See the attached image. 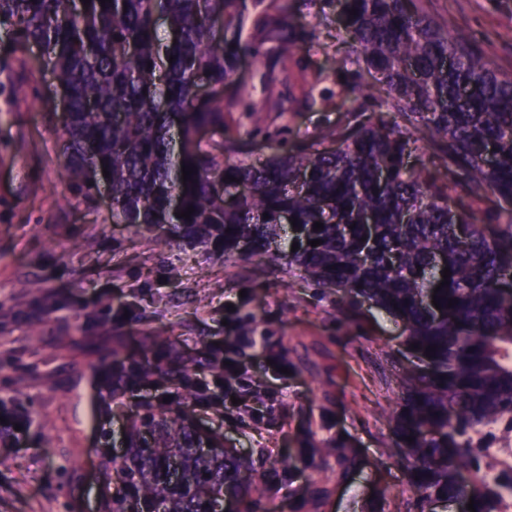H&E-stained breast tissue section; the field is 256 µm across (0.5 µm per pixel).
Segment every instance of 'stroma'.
<instances>
[{"label":"stroma","mask_w":512,"mask_h":512,"mask_svg":"<svg viewBox=\"0 0 512 512\" xmlns=\"http://www.w3.org/2000/svg\"><path fill=\"white\" fill-rule=\"evenodd\" d=\"M450 32L476 36L512 76V0H422ZM37 48L14 49L0 28V404L25 417L21 445L0 443V512H103L116 492L105 473L125 453L131 414L145 400L113 384V364L195 362L190 386L212 380L213 342L233 337L247 407L193 400L198 424L269 474L270 512H406L414 495L388 453L390 414L405 359L402 328L378 309L338 312L334 295L299 276L176 245L165 230L106 222L64 175L66 138L48 113L54 81ZM336 66L332 45L287 65L243 57L238 83L265 121L241 113L226 133L250 132L257 154L279 139L310 138L344 123L334 105H303L311 69ZM292 112L282 124L278 111ZM289 368L277 377L268 355ZM343 436L358 466L335 460L288 470L296 449ZM318 497L306 496V487Z\"/></svg>","instance_id":"35a3bbf8"}]
</instances>
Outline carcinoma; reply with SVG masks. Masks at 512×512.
<instances>
[{
    "mask_svg": "<svg viewBox=\"0 0 512 512\" xmlns=\"http://www.w3.org/2000/svg\"><path fill=\"white\" fill-rule=\"evenodd\" d=\"M319 1L335 5L336 42L349 46L336 58L338 70L354 68L336 95L347 121L313 141L283 139L264 159L250 139L224 133V113L239 109L244 92L201 102L194 76L222 87L247 54L293 59L319 34L297 23L291 0H0V26L18 50L47 47L40 68L67 102L65 174L88 207L98 187L87 169H105L104 221L178 224L181 245L226 258L246 239L243 258L256 271L284 260L312 287L336 288L341 313L364 300L401 321L417 363L388 447L405 461L412 512L470 498L476 512H505L512 459L489 448L496 431L512 432V77L419 0L308 5ZM250 23L263 33L258 43L247 37ZM364 74L379 84L369 114ZM417 151L424 159L412 167ZM183 165L193 168L185 182ZM241 185L251 193L229 196ZM490 194L500 209L486 222L453 209L455 196ZM190 206V218L175 216ZM285 215L296 218L289 233ZM446 268L449 284L437 292ZM200 442L185 405L135 414L127 451L106 472L122 489L104 512H202L223 491L241 512L267 509L266 472L246 479L235 455L200 454ZM299 457L307 467L333 458L345 473L357 466L339 435Z\"/></svg>",
    "mask_w": 512,
    "mask_h": 512,
    "instance_id": "obj_1",
    "label": "carcinoma"
}]
</instances>
